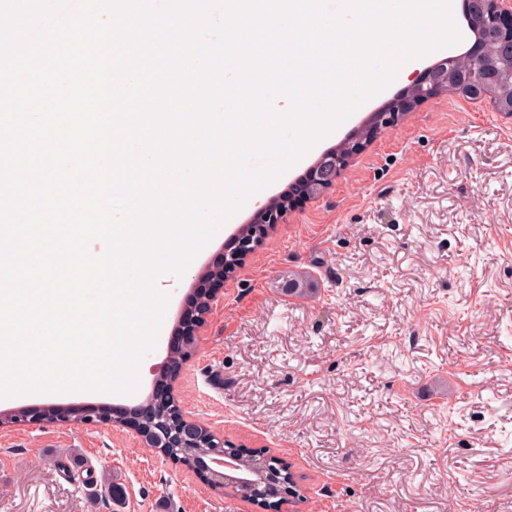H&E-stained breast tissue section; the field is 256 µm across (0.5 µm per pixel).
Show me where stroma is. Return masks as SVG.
Instances as JSON below:
<instances>
[{
	"label": "stroma",
	"instance_id": "35a3bbf8",
	"mask_svg": "<svg viewBox=\"0 0 512 512\" xmlns=\"http://www.w3.org/2000/svg\"><path fill=\"white\" fill-rule=\"evenodd\" d=\"M405 86L361 103L183 275L159 277L168 303L134 394L50 401L142 402L232 230ZM292 272L314 277L313 297L283 294ZM206 319L178 399L244 453L288 463L302 496L281 512H512V120L453 93L382 129L225 281ZM249 510L127 427L0 428V512Z\"/></svg>",
	"mask_w": 512,
	"mask_h": 512
}]
</instances>
